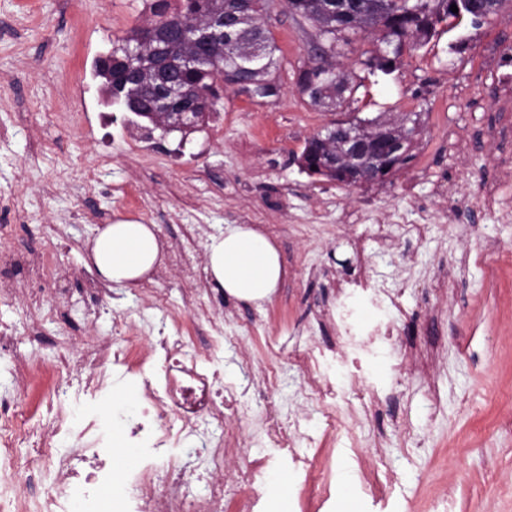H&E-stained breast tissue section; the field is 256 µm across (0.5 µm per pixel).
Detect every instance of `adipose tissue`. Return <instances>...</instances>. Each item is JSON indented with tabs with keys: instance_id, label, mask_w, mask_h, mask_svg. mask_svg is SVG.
<instances>
[{
	"instance_id": "ef3b65f1",
	"label": "adipose tissue",
	"mask_w": 512,
	"mask_h": 512,
	"mask_svg": "<svg viewBox=\"0 0 512 512\" xmlns=\"http://www.w3.org/2000/svg\"><path fill=\"white\" fill-rule=\"evenodd\" d=\"M163 253L153 225L118 220L89 243L86 262L102 280L134 287L161 264ZM207 270L227 295L256 304L271 298L285 274L276 246L247 226L229 227L212 238Z\"/></svg>"
}]
</instances>
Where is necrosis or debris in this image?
<instances>
[{
	"label": "necrosis or debris",
	"mask_w": 512,
	"mask_h": 512,
	"mask_svg": "<svg viewBox=\"0 0 512 512\" xmlns=\"http://www.w3.org/2000/svg\"><path fill=\"white\" fill-rule=\"evenodd\" d=\"M43 266V257L35 255L0 259V298L13 296V272L22 268L30 299L39 300ZM323 314L336 341L304 354L307 379L300 389L317 418L290 430L279 409L271 408L265 429L270 446L243 468L235 467L229 441L202 429L205 422H223L232 403L225 386L203 371L221 347L223 325L214 324L215 338L199 353L188 352L176 338L135 332L125 318L113 320L111 339L61 347L56 358L76 372L81 387L49 377L44 392L50 405H67L66 416L51 413L46 422L35 423L21 392L0 394V512H280L278 492L263 481L265 469L287 464L293 440L313 448L334 428L337 409L378 403L408 372L394 333L407 315L401 292L374 280L365 261L357 262L354 277ZM147 362L159 366L164 382L145 384L139 408L87 409L88 398L131 383ZM121 444L139 448L137 468L116 464ZM50 465L55 478L47 484L42 474ZM193 475L206 483L203 497L187 492ZM298 487L318 504L332 499L336 479L320 453L308 459Z\"/></svg>",
	"instance_id": "1"
}]
</instances>
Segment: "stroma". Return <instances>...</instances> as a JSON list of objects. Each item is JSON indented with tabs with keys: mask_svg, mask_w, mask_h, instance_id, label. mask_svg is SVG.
Listing matches in <instances>:
<instances>
[{
	"mask_svg": "<svg viewBox=\"0 0 512 512\" xmlns=\"http://www.w3.org/2000/svg\"><path fill=\"white\" fill-rule=\"evenodd\" d=\"M148 15L147 0H0V126L7 130L0 204L18 212L0 213V250L52 251L47 276L63 285L37 304L22 294L0 300V322L17 330L0 351V393L14 389L16 361L52 366L69 338L111 335L118 315L156 325L165 301L181 302L190 282L165 266L151 276L150 296L112 285L108 308L88 317L79 279L98 229L142 219L167 256L186 252L202 269L212 237L243 224L270 237L286 275L262 305L228 297L208 310L224 317V351L213 365L240 391L239 425L257 426L266 412L255 388L259 370L274 367L278 399L296 410L301 357L333 341L329 326L315 324L309 334L301 325L333 301L361 247L371 272L402 288L410 316L398 322V337L428 360L391 402L337 423L335 438L378 445L396 484L361 509L359 486L349 483L335 512H434L440 498L452 512H512V176L502 179L492 211L455 209L460 193L481 192L495 148L487 128L512 129V112L496 103L503 73L512 74V10L441 34L383 79L354 66L374 38L341 57L368 92L360 117L414 113L421 126L411 158L388 181L364 186L299 166L306 140L350 112L312 105L300 93L296 70L309 52L284 4L263 20L277 46L276 103L260 105L228 87L219 115L189 139L156 129L147 147L135 148L128 113L106 106L100 78L86 83L78 73ZM75 109L85 111L94 136L63 122L62 113ZM452 131L471 149L451 154ZM104 150L112 163L97 191L85 192L78 167ZM131 184L138 198L120 203ZM394 210L404 223H386ZM409 224L425 225V235L406 234Z\"/></svg>",
	"mask_w": 512,
	"mask_h": 512,
	"instance_id": "1",
	"label": "stroma"
}]
</instances>
